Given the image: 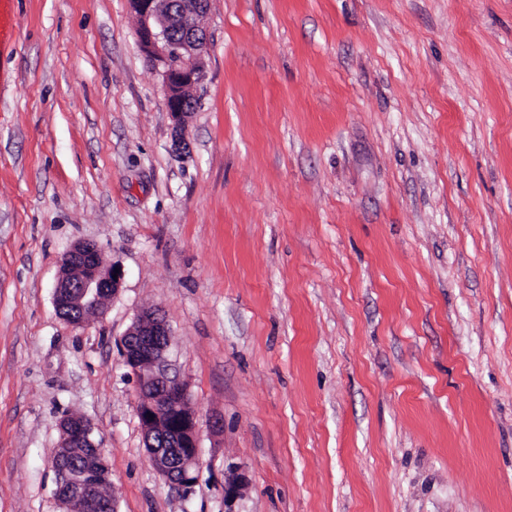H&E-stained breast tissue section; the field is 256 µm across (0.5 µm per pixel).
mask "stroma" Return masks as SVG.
Returning <instances> with one entry per match:
<instances>
[{"instance_id": "35a3bbf8", "label": "stroma", "mask_w": 512, "mask_h": 512, "mask_svg": "<svg viewBox=\"0 0 512 512\" xmlns=\"http://www.w3.org/2000/svg\"><path fill=\"white\" fill-rule=\"evenodd\" d=\"M0 46V512H63L80 416L118 512H512V0H210L186 147L128 0H13ZM98 244L120 289L52 292ZM197 417L151 465L146 310ZM119 269V273L115 272ZM117 274V279L113 278ZM122 273L112 263L106 267L95 243L81 242L66 254L53 289V305L59 317L73 325H81L95 316L104 302L119 290ZM69 311L71 316L63 317ZM170 344L166 321L155 311L143 312L121 341L124 360L139 382L136 412L149 460L168 485L189 492L201 468L198 429L186 386L166 357ZM165 448L178 451L172 455ZM246 485L245 473L238 466L229 464L224 472V512H238L235 504Z\"/></svg>"}]
</instances>
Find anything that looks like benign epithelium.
Segmentation results:
<instances>
[{"label": "benign epithelium", "mask_w": 512, "mask_h": 512, "mask_svg": "<svg viewBox=\"0 0 512 512\" xmlns=\"http://www.w3.org/2000/svg\"><path fill=\"white\" fill-rule=\"evenodd\" d=\"M139 19L138 42L162 78L164 100L173 122V147L185 148L183 131L195 112L188 91L200 84L208 54V36L202 19L209 0H129ZM106 266L100 249L91 242L74 245L66 254L53 289L57 315L81 325L96 315L120 287L122 273ZM171 333L155 311L142 313L121 341L126 364L139 382L136 412L145 447L154 469L174 489L189 492L196 485L200 448L196 415L189 406L185 384L172 372L166 353ZM62 439L53 454L56 496L67 512H117L115 502L98 494L108 482L109 464L82 417L70 416L60 424ZM73 448H89L83 466L73 467ZM247 485L236 465L224 472V512H237L235 504Z\"/></svg>", "instance_id": "7a95c632"}]
</instances>
